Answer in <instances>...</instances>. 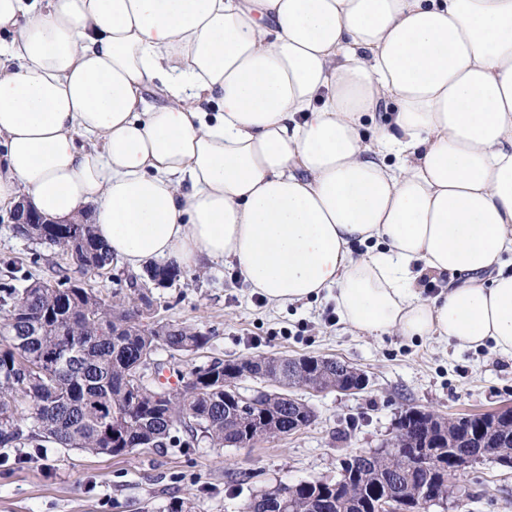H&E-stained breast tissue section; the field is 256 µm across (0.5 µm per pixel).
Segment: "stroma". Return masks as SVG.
<instances>
[{
  "label": "stroma",
  "mask_w": 512,
  "mask_h": 512,
  "mask_svg": "<svg viewBox=\"0 0 512 512\" xmlns=\"http://www.w3.org/2000/svg\"><path fill=\"white\" fill-rule=\"evenodd\" d=\"M38 263H31L32 254ZM36 279L65 259L58 250L18 236L0 209V283L12 262ZM150 319L189 325L208 334L197 352L154 361L165 373H188L215 360L243 356H323L363 371L354 393L299 389L313 422L282 439L251 448H144L111 457L78 449L13 448L0 465V512H165L175 498L196 512H239L252 492L299 481L338 478L342 461L381 448L399 416L421 407L450 417L489 413L512 404V357L486 346L458 349L435 337L362 336L335 320L326 298L276 306L227 264L182 271L150 285ZM469 512H512V470L486 459L456 481Z\"/></svg>",
  "instance_id": "stroma-1"
}]
</instances>
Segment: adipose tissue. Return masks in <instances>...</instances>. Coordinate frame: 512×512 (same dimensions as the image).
<instances>
[{"instance_id":"ef3b65f1","label":"adipose tissue","mask_w":512,"mask_h":512,"mask_svg":"<svg viewBox=\"0 0 512 512\" xmlns=\"http://www.w3.org/2000/svg\"><path fill=\"white\" fill-rule=\"evenodd\" d=\"M0 31V206L512 355V0H0Z\"/></svg>"}]
</instances>
